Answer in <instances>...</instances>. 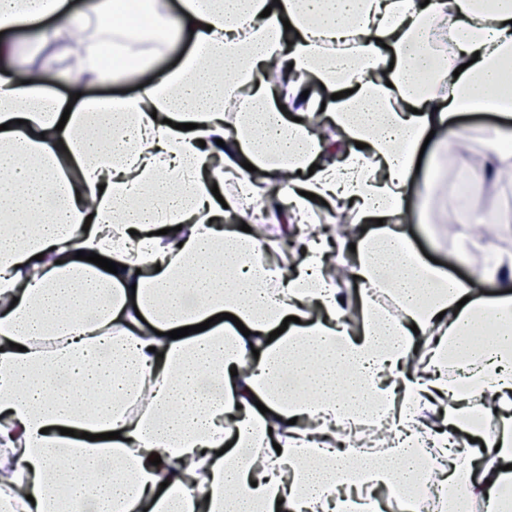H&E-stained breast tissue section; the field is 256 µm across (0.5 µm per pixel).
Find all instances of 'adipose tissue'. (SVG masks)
<instances>
[{"instance_id":"1","label":"adipose tissue","mask_w":512,"mask_h":512,"mask_svg":"<svg viewBox=\"0 0 512 512\" xmlns=\"http://www.w3.org/2000/svg\"><path fill=\"white\" fill-rule=\"evenodd\" d=\"M1 54L0 512H512V296L400 228L428 134L512 116V0H0Z\"/></svg>"}]
</instances>
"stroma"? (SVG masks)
Listing matches in <instances>:
<instances>
[{
	"label": "stroma",
	"mask_w": 512,
	"mask_h": 512,
	"mask_svg": "<svg viewBox=\"0 0 512 512\" xmlns=\"http://www.w3.org/2000/svg\"><path fill=\"white\" fill-rule=\"evenodd\" d=\"M468 134L447 151L441 150L437 141H429L414 175L413 189L405 202L403 229L414 246L424 255L438 260L441 267L461 280L471 278L473 271H483L482 280L476 281L486 298L493 299L512 292V282L490 273V258L495 252H512V231L489 240L487 245H474L472 224L465 217L449 218L451 203L447 185H439L435 202L424 203L423 188L427 172L434 165L461 166L464 158L483 149L490 130L506 127L504 119L492 112H469L459 118Z\"/></svg>",
	"instance_id": "1"
}]
</instances>
